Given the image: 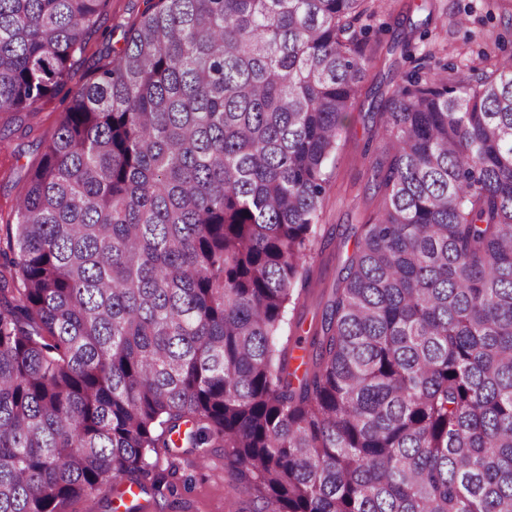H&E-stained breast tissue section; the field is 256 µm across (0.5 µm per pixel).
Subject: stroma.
Masks as SVG:
<instances>
[{"instance_id":"35a3bbf8","label":"stroma","mask_w":512,"mask_h":512,"mask_svg":"<svg viewBox=\"0 0 512 512\" xmlns=\"http://www.w3.org/2000/svg\"><path fill=\"white\" fill-rule=\"evenodd\" d=\"M421 0H375L368 19L367 50L372 60L361 83L354 110L338 131L336 154L328 168L329 182L319 216V237L304 283L305 303L289 312L285 331L308 336L344 273L352 254L353 234L379 208L373 190L372 164L380 155L382 136L370 110L377 88L394 87L413 71L416 58L435 51L449 74L472 68L492 69L512 59V0H438L428 28L411 32L410 21L422 17ZM146 0H108L99 26L90 31L69 73L70 87L89 81L96 59L106 50L122 48L124 32L139 18ZM66 108L53 99L34 112H0V214L16 204L41 155L40 146L54 135ZM163 475L161 492L137 498L104 490L96 512H254L250 496L232 488L220 448L200 453L178 444L157 457Z\"/></svg>"}]
</instances>
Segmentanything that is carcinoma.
<instances>
[{
    "mask_svg": "<svg viewBox=\"0 0 512 512\" xmlns=\"http://www.w3.org/2000/svg\"><path fill=\"white\" fill-rule=\"evenodd\" d=\"M0 0V112L69 101L0 224V512H67L181 425L255 512H512V66L380 93L381 197L303 293L373 0ZM147 7L145 0H108L99 21V28L90 31L85 48L77 53L69 73V86L78 88L90 80L96 59L106 50L124 45V32Z\"/></svg>",
    "mask_w": 512,
    "mask_h": 512,
    "instance_id": "obj_1",
    "label": "carcinoma"
}]
</instances>
